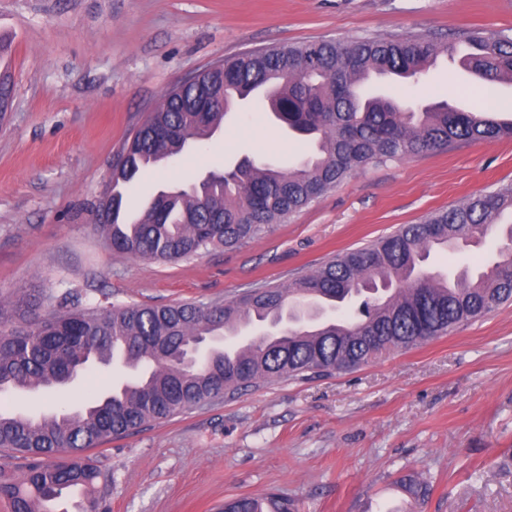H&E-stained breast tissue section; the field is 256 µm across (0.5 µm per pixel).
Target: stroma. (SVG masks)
<instances>
[{"mask_svg": "<svg viewBox=\"0 0 512 512\" xmlns=\"http://www.w3.org/2000/svg\"><path fill=\"white\" fill-rule=\"evenodd\" d=\"M472 29L512 35V0H0L11 52L12 108L0 120V298L16 290L77 292L80 305L233 301L282 286L335 255L512 182V138L468 141L354 171L286 222L230 250L187 261L139 260L97 230L123 141L165 91L227 56L278 44ZM406 103L512 102V82L485 84L439 59ZM233 147H225V139ZM295 138L250 108L132 184L135 217L171 181L189 185L243 157L294 160ZM500 244L450 255L430 270L486 263ZM128 370L92 367L41 394H0L33 414L79 408ZM107 512H215L270 491L300 512H377L400 505L405 474L430 480L421 512H512V303L448 335L360 368L288 377L87 451Z\"/></svg>", "mask_w": 512, "mask_h": 512, "instance_id": "1", "label": "stroma"}]
</instances>
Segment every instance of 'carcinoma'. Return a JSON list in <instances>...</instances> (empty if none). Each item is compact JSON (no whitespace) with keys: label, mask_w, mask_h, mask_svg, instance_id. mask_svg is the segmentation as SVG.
I'll list each match as a JSON object with an SVG mask.
<instances>
[{"label":"carcinoma","mask_w":512,"mask_h":512,"mask_svg":"<svg viewBox=\"0 0 512 512\" xmlns=\"http://www.w3.org/2000/svg\"><path fill=\"white\" fill-rule=\"evenodd\" d=\"M466 41L462 65L481 80L512 81V37L465 32L438 42L426 34L317 40L247 51L214 62L185 87L172 86L125 140L112 184H132L147 168L180 156L222 126L237 102L272 115L307 153L286 166L262 159L236 165L239 181L211 171L189 189L160 191L135 224H119L120 191L112 193L105 240L132 258L166 262L233 248L263 234L370 164L442 150L455 141L512 136V120L496 108L466 110L440 99L414 108L399 82L418 83L441 56ZM512 216V185L471 195L419 224H405L345 252L286 287L263 285L226 304L71 306L70 293L16 291L0 300V393L67 384L91 364L137 372L111 392L90 391L83 406L34 418L0 409V449L27 460L14 478L0 474V499L10 512L58 509L74 489L94 486L100 471L84 456L114 437L169 420L260 380L315 377L366 365L481 319L512 300V225L502 230L496 260L453 275L425 268L431 250L481 243ZM313 308L287 319L290 299ZM351 306L321 316L335 302ZM199 336L213 346L202 361L180 358ZM423 504L430 484L400 480ZM75 512H103L87 492ZM220 512H298L278 493L224 501Z\"/></svg>","instance_id":"cac0c4a2"}]
</instances>
